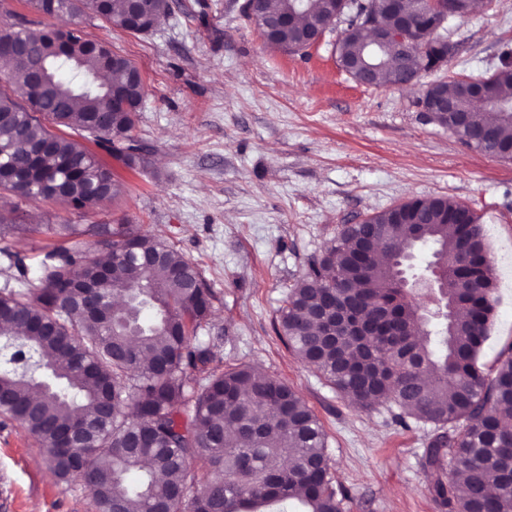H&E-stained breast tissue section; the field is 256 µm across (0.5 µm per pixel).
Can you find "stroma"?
Listing matches in <instances>:
<instances>
[{
  "label": "stroma",
  "instance_id": "obj_1",
  "mask_svg": "<svg viewBox=\"0 0 512 512\" xmlns=\"http://www.w3.org/2000/svg\"><path fill=\"white\" fill-rule=\"evenodd\" d=\"M244 2L170 0V13L145 35L81 17L88 39L142 73L133 134L146 160L127 168L82 137L121 183L119 197L83 209L1 198L28 230L0 239V283L34 271L61 245L50 225H137L202 269L216 300L200 336L220 340L225 365L277 375L317 416L344 512H444L424 467L434 425L350 404L288 349L276 318L342 225L415 197L451 198L479 216L494 269L498 303L480 362L495 374L512 344V161L429 121L422 87L358 84L336 60L342 27L288 53L267 43ZM69 22L32 0H0V31ZM445 35L458 50L442 76H489L512 62V0H481ZM0 512H94L89 492L57 479L34 437L1 415Z\"/></svg>",
  "mask_w": 512,
  "mask_h": 512
}]
</instances>
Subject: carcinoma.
<instances>
[{
	"label": "carcinoma",
	"mask_w": 512,
	"mask_h": 512,
	"mask_svg": "<svg viewBox=\"0 0 512 512\" xmlns=\"http://www.w3.org/2000/svg\"><path fill=\"white\" fill-rule=\"evenodd\" d=\"M34 3L50 16L89 11L134 34L169 11V0ZM254 9L279 19L262 34L287 52L301 51L324 25L347 22L335 46L339 65L354 79L372 68L375 87L396 84L413 66L419 81L453 55L433 36V20L422 19L418 60L373 56L355 20L371 9L400 29L386 0H255ZM14 34L26 62L4 52L0 59L28 105L0 91V169L26 180H0V189L76 208L118 196L112 173L46 123L79 131L129 168L143 164L132 136L144 93L139 68L77 27ZM444 95L467 109L470 128L493 129L477 150L512 161V65L480 80L429 82L423 100ZM48 229L94 236L95 249L58 247L32 287L0 288V413L36 438L58 479L83 485L95 512H183L188 497L196 512H342L325 433L299 393L248 364L224 367L219 345L199 339L216 296L198 264L132 224ZM368 238L384 243L385 258L414 239L426 243L443 262L453 318L429 314L423 329L418 302L363 251ZM85 288L96 289L102 308L118 299L121 308L85 313ZM495 304L479 217L445 197L413 198L343 225L288 292L276 331L348 402L436 426L424 466L448 512H512V429L501 425L512 413V345L494 376L478 366ZM17 347L33 352L34 368L11 363ZM195 458L206 466L190 469Z\"/></svg>",
	"instance_id": "1"
}]
</instances>
